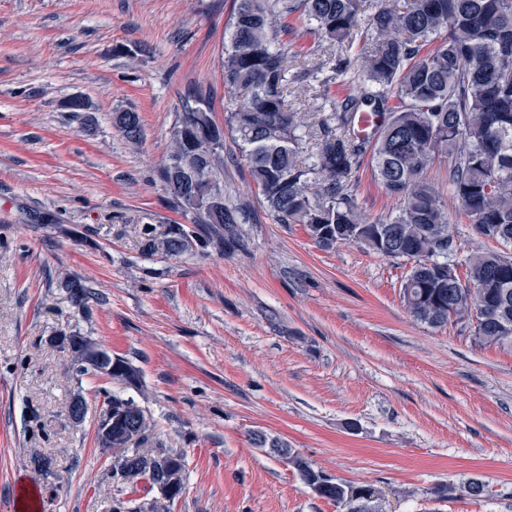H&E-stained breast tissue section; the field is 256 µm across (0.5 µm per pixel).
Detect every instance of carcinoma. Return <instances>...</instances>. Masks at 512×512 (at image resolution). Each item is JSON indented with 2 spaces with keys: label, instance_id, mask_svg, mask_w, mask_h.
I'll list each match as a JSON object with an SVG mask.
<instances>
[{
  "label": "carcinoma",
  "instance_id": "1",
  "mask_svg": "<svg viewBox=\"0 0 512 512\" xmlns=\"http://www.w3.org/2000/svg\"><path fill=\"white\" fill-rule=\"evenodd\" d=\"M364 7L365 0H235L221 70L243 99L221 127L202 90L185 96L160 173L174 204L200 231L169 224L160 239L149 225L141 233L150 250L169 256L191 253L202 238L225 248L238 244L244 211L225 203L220 178L228 132L276 223L305 225L323 249L355 243L412 262L401 293L415 321L438 329L467 320L477 343L512 349V254H475L460 277L448 206L426 179L435 159L447 156L448 191L458 208L477 233L512 246V0H410L402 12L381 8L369 17L370 47L354 54ZM291 15L340 51L289 73L282 19ZM308 80L329 108L320 113L316 147L303 158L301 124L288 97L292 85ZM359 112L382 114L373 134L355 133ZM112 122L129 142L142 139L138 112H115ZM365 163L399 199L385 218L371 220L359 210L353 185ZM61 287L82 313L99 300L79 279L65 278ZM91 343L81 334L57 342L78 376L95 374ZM110 380L137 388L141 372L118 356ZM109 412L112 434L97 440L112 452V512H143L125 499L141 477L164 498L180 497L184 455L144 447L154 424L134 400L107 392L101 416ZM252 442L288 460L308 487L322 481L318 496L343 512H384L372 486L337 481L264 434ZM459 490L477 499L489 485L470 477Z\"/></svg>",
  "mask_w": 512,
  "mask_h": 512
}]
</instances>
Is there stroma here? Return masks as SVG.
Wrapping results in <instances>:
<instances>
[{
  "instance_id": "1",
  "label": "stroma",
  "mask_w": 512,
  "mask_h": 512,
  "mask_svg": "<svg viewBox=\"0 0 512 512\" xmlns=\"http://www.w3.org/2000/svg\"><path fill=\"white\" fill-rule=\"evenodd\" d=\"M233 8L0 0V512H14L20 477L38 512H110L112 454L96 433L115 390L151 417V447L185 457L167 512H339L255 432L373 485L386 512H512V350L414 321L405 261L323 249L305 225L275 223L229 136L224 198L246 209L240 247L147 250L142 225L194 226L160 178L180 97L206 90L219 124L240 98L219 67ZM75 96L87 111L67 109ZM125 109L142 118L140 143L112 125ZM353 192L369 217L398 207L369 167ZM67 276L99 294L89 312L71 305ZM74 331L130 360L141 388L76 376L51 342ZM76 393L88 403L78 424ZM472 476L487 496L459 492Z\"/></svg>"
}]
</instances>
